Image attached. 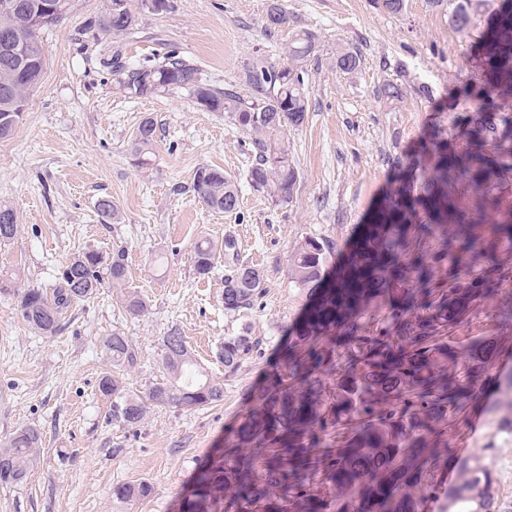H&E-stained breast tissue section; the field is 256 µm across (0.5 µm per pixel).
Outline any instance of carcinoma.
I'll list each match as a JSON object with an SVG mask.
<instances>
[{"label":"carcinoma","mask_w":512,"mask_h":512,"mask_svg":"<svg viewBox=\"0 0 512 512\" xmlns=\"http://www.w3.org/2000/svg\"><path fill=\"white\" fill-rule=\"evenodd\" d=\"M41 0H0V31L24 48L21 56L0 50V140L14 135L29 94L39 84L47 49L41 36L62 17L58 10L44 15ZM482 0H453L451 20L457 33L469 34ZM146 0H120V14L105 10L98 31L114 38L132 33ZM278 17L269 32L293 23L279 0H270L267 14ZM477 49L485 60L475 85L464 97L480 101L491 117L474 123L463 135L464 146L432 145L434 176L424 197H402L388 203L351 261L344 292L325 287V266L336 244L307 238L294 250L289 267L300 288H320V302L291 337L281 365L268 375L255 406L239 422L228 448L204 466L185 494L181 512H422L426 498L441 486L439 449L448 447V420L466 413L478 382L490 378L491 362L473 352L478 345L496 344L495 336L457 341L455 330L469 322L470 305L478 297L497 293L512 281V267L498 266L485 274L466 272L467 263L447 245L448 225L457 207L449 184L465 176L473 184L512 172V0L503 4ZM318 53V37L309 30L295 33L283 48L284 64L257 63L245 73L253 90L242 97L235 85L218 87L199 76L180 52L171 50L152 65L133 66L115 53L104 65L131 96L157 90L185 94L208 112H222L243 130L254 154L247 184L270 197L275 205L292 201L299 172L288 149V128L302 125L309 112L303 64ZM356 53L336 55V68L355 71ZM156 123L144 119L130 145L135 164L150 165ZM192 191L209 209L234 213L241 187L224 170L208 165L196 169ZM422 206L432 217L429 229L440 233V247L423 264L425 253L407 236L411 218ZM0 244L14 238L19 216L0 202ZM216 248L202 241L193 252L196 274L207 277L216 264ZM224 256V310L236 313L262 294L263 274L240 257L237 239L228 234ZM103 288L120 291L125 311L146 314L145 297L129 287L124 252L105 260L95 251H82L61 269L49 293L40 288L22 292V318L42 335H52L75 301ZM388 297V315L379 325L370 302ZM256 340L242 334L224 339L218 359L235 373ZM112 370L99 383L112 398V417L128 426L140 424L153 406L196 407L217 402L223 384L208 377L184 336L175 330L162 337L160 356L166 378L143 394L125 391L123 377L135 368L138 352L129 337L114 332L103 339ZM41 437L34 428L16 431L0 443V483L26 480L40 459ZM493 478L479 456L461 464L448 492V512H494ZM146 482L121 484L112 496L131 504L150 496Z\"/></svg>","instance_id":"cac0c4a2"}]
</instances>
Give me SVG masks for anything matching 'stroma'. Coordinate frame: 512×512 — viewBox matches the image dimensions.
Wrapping results in <instances>:
<instances>
[{"instance_id": "1", "label": "stroma", "mask_w": 512, "mask_h": 512, "mask_svg": "<svg viewBox=\"0 0 512 512\" xmlns=\"http://www.w3.org/2000/svg\"><path fill=\"white\" fill-rule=\"evenodd\" d=\"M171 9L141 13L132 34L112 38L89 23L108 0H67L64 14L44 30L47 60L15 134L0 140V201L19 215L18 233L0 245V442L33 427L43 439L40 462L24 483L0 484V512H179L180 496L200 466L223 450L240 419L255 404L289 336L317 304L313 289L295 286L288 258L305 238L336 243L329 275L348 264L376 214L402 189L423 192L427 172L407 178L408 161L424 146L460 144L478 115L461 88L479 66L471 48L502 0H484L469 39L451 20L449 0H405L401 14L373 0H281L296 28L319 38V53L305 65L310 110L288 130L299 178L288 205L243 187L239 214L213 212L191 189L198 166L243 178L253 156L248 137L181 93L132 97L120 90L104 60L121 52L128 63L158 60L176 47L217 86L236 84L242 95L247 65L281 63L288 31L265 30L269 0H171ZM358 48L353 73L336 68V54ZM387 82L404 98L377 96ZM157 124L149 169L136 166L129 142L144 118ZM489 203L466 236L479 253L470 270L512 263V240L492 235L501 208L512 206V174L474 188L453 184L466 211L478 196ZM108 198L119 223H102L98 200ZM233 234L243 261L264 275L251 309L226 312L224 274H196L195 243L222 246ZM102 256L124 250L133 288L148 297L145 316L127 315L115 292L101 291L66 311L59 331L43 336L19 311L27 288L52 290L73 253ZM497 298L471 305L468 333L495 336L512 349V325L498 315ZM178 330L196 360L224 385L221 401L196 408L155 407L137 426L112 418V401L98 385L110 365L105 336H129L138 363L124 377L128 392L142 393L165 377L160 342ZM249 334L258 346L238 370L225 375L216 359L224 338ZM486 425L470 433L471 417ZM512 398L498 383L477 384L467 416L449 423L450 446L442 470L458 469L461 449H485L495 483L496 512H512ZM147 482L151 495L134 505L112 500L115 486Z\"/></svg>"}]
</instances>
